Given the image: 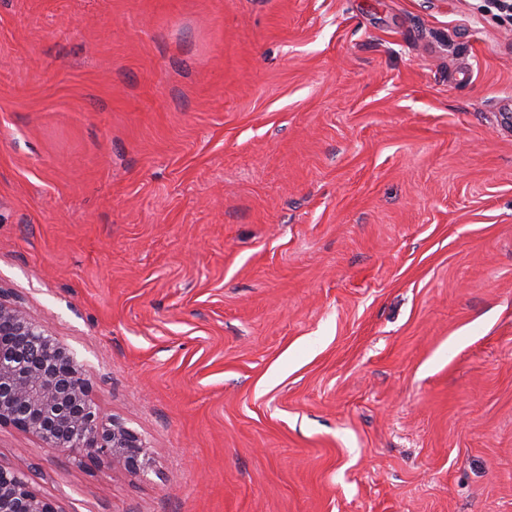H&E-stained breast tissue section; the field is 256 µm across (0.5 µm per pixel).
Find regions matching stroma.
Returning <instances> with one entry per match:
<instances>
[{
  "mask_svg": "<svg viewBox=\"0 0 512 512\" xmlns=\"http://www.w3.org/2000/svg\"><path fill=\"white\" fill-rule=\"evenodd\" d=\"M496 0H0V288L147 473L62 512H512Z\"/></svg>",
  "mask_w": 512,
  "mask_h": 512,
  "instance_id": "1",
  "label": "stroma"
}]
</instances>
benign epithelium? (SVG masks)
Wrapping results in <instances>:
<instances>
[{
	"label": "benign epithelium",
	"mask_w": 512,
	"mask_h": 512,
	"mask_svg": "<svg viewBox=\"0 0 512 512\" xmlns=\"http://www.w3.org/2000/svg\"><path fill=\"white\" fill-rule=\"evenodd\" d=\"M16 427L63 452L79 451L112 470L140 474L152 463L146 441L102 412L74 352L48 325L0 289V426ZM0 512H63L25 473L0 464Z\"/></svg>",
	"instance_id": "7a95c632"
}]
</instances>
